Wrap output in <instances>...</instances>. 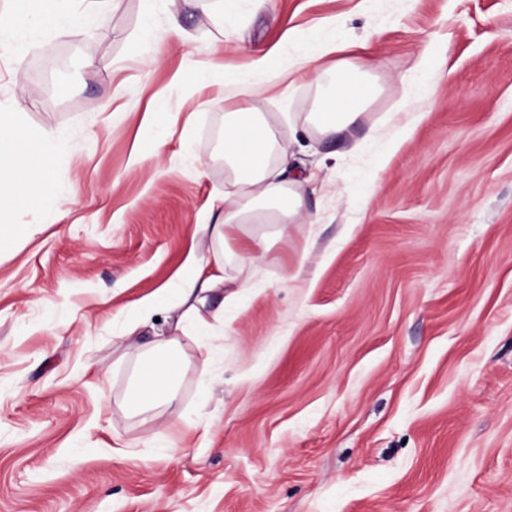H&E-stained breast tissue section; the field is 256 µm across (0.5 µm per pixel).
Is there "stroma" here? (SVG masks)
<instances>
[{
    "mask_svg": "<svg viewBox=\"0 0 512 512\" xmlns=\"http://www.w3.org/2000/svg\"><path fill=\"white\" fill-rule=\"evenodd\" d=\"M70 0L58 29L0 54V107L69 141L56 185L7 217L0 250V512H512V0ZM188 33L168 36L172 11ZM151 15L158 61L138 52ZM336 20L386 118L424 46V118L381 158L305 131L307 214L257 267L180 417L124 408L133 305L205 251L224 192V74ZM215 65L201 83L187 61ZM309 80L251 99L280 136ZM175 449L161 453L162 444Z\"/></svg>",
    "mask_w": 512,
    "mask_h": 512,
    "instance_id": "1",
    "label": "stroma"
}]
</instances>
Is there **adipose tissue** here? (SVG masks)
<instances>
[{
    "label": "adipose tissue",
    "mask_w": 512,
    "mask_h": 512,
    "mask_svg": "<svg viewBox=\"0 0 512 512\" xmlns=\"http://www.w3.org/2000/svg\"><path fill=\"white\" fill-rule=\"evenodd\" d=\"M347 45L319 39L308 49L289 48V75L305 74L317 87L311 112L304 120L323 140L355 152L349 137L362 121L365 109L379 96L380 86L370 71L343 56ZM433 46L415 57L404 80L398 104L404 117L383 153L392 155L422 121L414 103L428 92V79L439 66ZM267 54L255 56L249 70L225 76L224 162L229 186L217 206L200 216L197 233L207 236V254L191 257L175 287L163 288L141 299L135 312L149 318L155 311L175 309L179 315L168 330L155 334L147 350L138 353V379L127 397V407L141 415L162 405L174 406L181 376L182 340L194 337L201 362H208L207 339L214 323L235 306L240 289H228L227 268H244L263 260L271 237H286L289 225L303 220L306 207L304 180L296 159L274 129L268 113L250 106L251 98L265 92L266 80L276 78ZM67 148L66 140L46 131L22 142L14 113H0V215L21 203H36L53 185L49 159Z\"/></svg>",
    "instance_id": "ef3b65f1"
}]
</instances>
